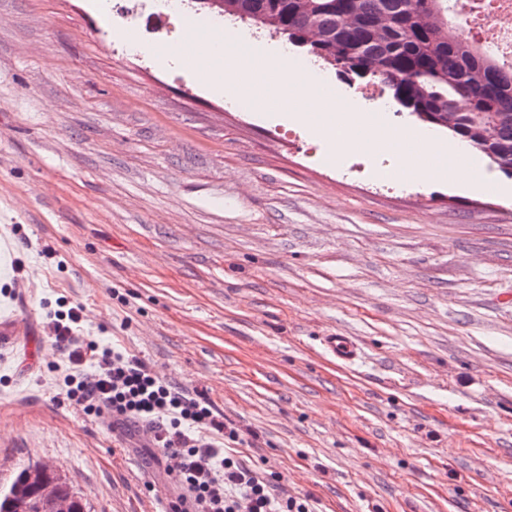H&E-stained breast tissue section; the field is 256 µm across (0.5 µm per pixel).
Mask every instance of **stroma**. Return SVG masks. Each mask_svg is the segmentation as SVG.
<instances>
[{"instance_id":"35a3bbf8","label":"stroma","mask_w":512,"mask_h":512,"mask_svg":"<svg viewBox=\"0 0 512 512\" xmlns=\"http://www.w3.org/2000/svg\"><path fill=\"white\" fill-rule=\"evenodd\" d=\"M100 2L0 0V320L40 350L26 369L0 348V488L41 461L91 512H160L170 490L134 435L57 402L63 297L83 335L256 432L230 453L317 512H512V179L385 176L368 132L431 131L386 93L295 49L328 108L279 121L276 73L214 93ZM341 108L369 127L336 165L315 131ZM333 333L355 365L324 351ZM324 342L327 348L339 359L350 362L356 358V345L350 336L332 334L325 336Z\"/></svg>"}]
</instances>
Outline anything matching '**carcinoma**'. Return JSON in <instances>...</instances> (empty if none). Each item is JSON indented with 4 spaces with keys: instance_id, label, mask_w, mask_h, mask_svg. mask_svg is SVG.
<instances>
[{
    "instance_id": "1",
    "label": "carcinoma",
    "mask_w": 512,
    "mask_h": 512,
    "mask_svg": "<svg viewBox=\"0 0 512 512\" xmlns=\"http://www.w3.org/2000/svg\"><path fill=\"white\" fill-rule=\"evenodd\" d=\"M224 14L260 18L293 29L322 61L357 62L394 104L415 105L428 124L446 130L512 179V75L470 51L455 35L442 0H223ZM90 512L87 500L46 465L28 463L0 492V512H52L45 488Z\"/></svg>"
}]
</instances>
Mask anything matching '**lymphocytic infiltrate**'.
<instances>
[{
	"mask_svg": "<svg viewBox=\"0 0 512 512\" xmlns=\"http://www.w3.org/2000/svg\"><path fill=\"white\" fill-rule=\"evenodd\" d=\"M82 322L78 304L51 320L68 362L56 399L79 405L87 419L107 415L113 428L147 432L150 457L172 486L164 512H315L312 496L277 492L225 455L240 435L204 392L173 386L138 355L80 336Z\"/></svg>",
	"mask_w": 512,
	"mask_h": 512,
	"instance_id": "obj_1",
	"label": "lymphocytic infiltrate"
}]
</instances>
